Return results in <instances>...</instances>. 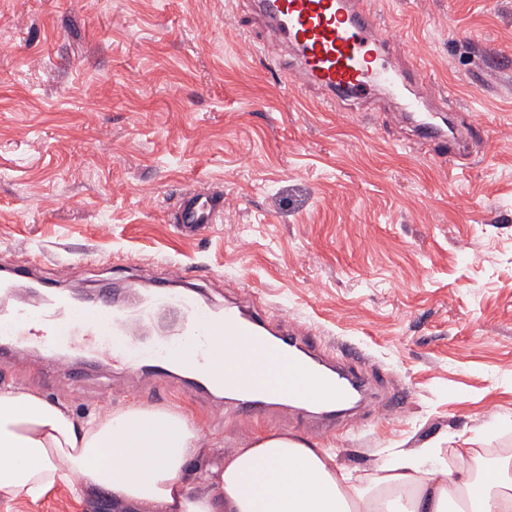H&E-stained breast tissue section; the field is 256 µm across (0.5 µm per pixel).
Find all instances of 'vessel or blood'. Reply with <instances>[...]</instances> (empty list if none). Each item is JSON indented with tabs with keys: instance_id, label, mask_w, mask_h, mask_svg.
<instances>
[{
	"instance_id": "b4317fda",
	"label": "vessel or blood",
	"mask_w": 512,
	"mask_h": 512,
	"mask_svg": "<svg viewBox=\"0 0 512 512\" xmlns=\"http://www.w3.org/2000/svg\"><path fill=\"white\" fill-rule=\"evenodd\" d=\"M256 16L275 24L288 46L291 83L331 95L377 85L400 90L418 83L420 71L396 73L383 61L393 46L367 0H253ZM224 200L203 189L184 191L174 222L186 235L217 223ZM31 269L5 265L0 286L12 304H0V361L21 349L36 354L53 380L68 354L83 364L123 362L152 371L164 388L200 399L221 391L235 415L303 425L321 414L314 431L340 432L348 416L366 427L379 417L404 414L407 397L380 400L366 376L362 350L335 351L317 342L305 324L271 314L259 302L234 301L216 309L187 292L185 271L173 268L144 299L119 304L110 291L71 299L42 282L23 287Z\"/></svg>"
}]
</instances>
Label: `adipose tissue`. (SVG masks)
Listing matches in <instances>:
<instances>
[{
	"label": "adipose tissue",
	"mask_w": 512,
	"mask_h": 512,
	"mask_svg": "<svg viewBox=\"0 0 512 512\" xmlns=\"http://www.w3.org/2000/svg\"><path fill=\"white\" fill-rule=\"evenodd\" d=\"M202 435L193 415L130 405L85 421L36 394L0 390V496L38 499L58 484L78 498L107 493L151 512H512V472L478 483L466 451L448 468L439 448L391 453L371 481L291 434L256 436L206 467L193 489L189 462Z\"/></svg>",
	"instance_id": "obj_1"
}]
</instances>
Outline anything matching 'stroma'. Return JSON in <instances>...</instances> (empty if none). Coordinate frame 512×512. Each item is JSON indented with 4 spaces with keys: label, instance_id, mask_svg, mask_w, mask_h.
<instances>
[{
    "label": "stroma",
    "instance_id": "35a3bbf8",
    "mask_svg": "<svg viewBox=\"0 0 512 512\" xmlns=\"http://www.w3.org/2000/svg\"><path fill=\"white\" fill-rule=\"evenodd\" d=\"M370 6L422 83L331 100L284 82L250 0H0V257H37L36 277L83 295L178 266L213 306L254 291L359 347L408 409L317 439L358 475L390 448H512V0ZM425 94L478 122L467 153L394 127L401 96ZM187 188L222 194L223 222L183 235ZM156 391L103 364L54 401L83 418ZM161 404L199 423L193 470L278 429L220 395ZM0 512L149 510L60 486Z\"/></svg>",
    "mask_w": 512,
    "mask_h": 512
}]
</instances>
